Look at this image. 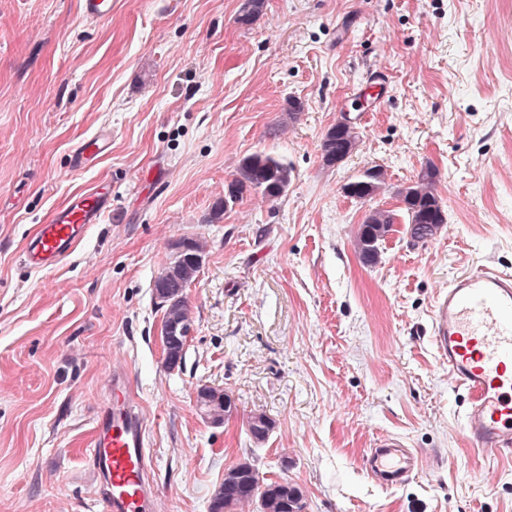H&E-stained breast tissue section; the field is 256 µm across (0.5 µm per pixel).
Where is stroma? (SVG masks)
Listing matches in <instances>:
<instances>
[{"label": "stroma", "instance_id": "stroma-1", "mask_svg": "<svg viewBox=\"0 0 512 512\" xmlns=\"http://www.w3.org/2000/svg\"><path fill=\"white\" fill-rule=\"evenodd\" d=\"M241 3L113 0L96 22L79 0H0V512H104L88 459L117 363L149 418L155 512H209L246 457L298 484L305 512H512V458L468 440L432 331L453 278L512 271V0H267L248 26ZM346 112L358 146L329 168L321 142ZM102 126L111 154L71 172ZM259 151L291 167L287 192L244 193L209 222ZM375 165L383 189L346 196ZM429 166L447 222L415 243L398 191ZM103 182L104 222L30 272L26 242ZM375 209L396 224L369 265L354 239ZM184 238L207 254L171 369L153 281ZM202 385L235 401L222 426L196 406ZM255 412L273 421L260 443ZM382 435L425 457L395 488L364 468Z\"/></svg>", "mask_w": 512, "mask_h": 512}]
</instances>
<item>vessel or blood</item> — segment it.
Segmentation results:
<instances>
[{
	"mask_svg": "<svg viewBox=\"0 0 512 512\" xmlns=\"http://www.w3.org/2000/svg\"><path fill=\"white\" fill-rule=\"evenodd\" d=\"M111 148V128H99L74 149L72 171L91 168ZM111 207L108 185L73 196L26 243L23 263L35 272L53 270ZM433 333L449 375L470 395L463 416L466 435L486 453H511L512 272L486 266L453 279L435 302ZM128 386V371L112 370L96 416L89 464L106 488L107 512H149L157 498L149 479L146 422ZM420 465L419 450L392 436L377 438L365 459L368 475L385 487L408 482Z\"/></svg>",
	"mask_w": 512,
	"mask_h": 512,
	"instance_id": "vessel-or-blood-1",
	"label": "vessel or blood"
}]
</instances>
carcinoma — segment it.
Returning <instances> with one entry per match:
<instances>
[{"label":"carcinoma","instance_id":"obj_1","mask_svg":"<svg viewBox=\"0 0 512 512\" xmlns=\"http://www.w3.org/2000/svg\"><path fill=\"white\" fill-rule=\"evenodd\" d=\"M265 0H243L238 23L251 24L263 11ZM358 144V135L337 124L325 134L321 144L323 165L333 167L336 157L351 154ZM292 169L282 158L265 152L245 156L239 163L235 178L228 185L224 202L217 205L211 220L220 219L228 204L248 190H255L263 197L274 201L285 193L291 182ZM384 184V171L379 166L365 170L356 180L349 182L355 188V198L365 200L376 195ZM435 171L427 167L418 180L401 190L404 209L408 216L406 232L414 241H426L435 235V225L447 223V217L434 190ZM396 216L390 210L375 209L361 224L355 238V246L362 260L374 264L378 260V246L392 231ZM204 245L197 239H184L177 244L174 259L159 272L154 280V289L162 294L160 307L164 310L163 326H190L191 317L184 295L185 289L195 280L201 266L197 259L203 257ZM184 343L177 339L168 342L170 367L184 363ZM211 395L201 411L207 417L215 415L228 418L234 405L224 400V391L210 388ZM260 479L255 460L247 457L232 467L231 476L224 478L216 488L210 512H236L246 503L257 502L259 512H295L303 493L295 484L284 479L257 483Z\"/></svg>","mask_w":512,"mask_h":512}]
</instances>
